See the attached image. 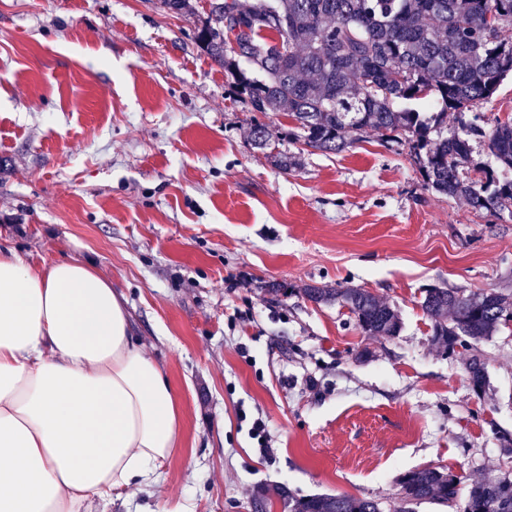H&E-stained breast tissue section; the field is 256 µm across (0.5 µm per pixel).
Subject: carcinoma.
Listing matches in <instances>:
<instances>
[{
    "instance_id": "cac0c4a2",
    "label": "carcinoma",
    "mask_w": 512,
    "mask_h": 512,
    "mask_svg": "<svg viewBox=\"0 0 512 512\" xmlns=\"http://www.w3.org/2000/svg\"><path fill=\"white\" fill-rule=\"evenodd\" d=\"M197 27L206 55L224 67L255 112H284L294 126L288 142L323 153L346 151L356 135H404L426 189L465 199L474 210L512 215V118L490 131L465 120L470 106L492 96L512 76V0H219ZM169 14L191 11L189 0H159ZM241 25L239 50L230 48L225 15ZM496 14L491 32L485 17ZM282 50H277V47ZM440 105L436 112L427 108ZM459 126L448 129V113ZM436 137H431V134ZM485 143L496 166L474 162L472 142ZM317 305L339 303L367 336H396L395 309L363 288L300 289ZM432 322V340L453 357L468 353L470 386L481 395L487 383L480 345L512 323V294H465L429 288L421 302ZM437 468L401 478L394 512L423 503L462 500L461 512H512V477L471 482ZM277 495L288 512H383L370 497Z\"/></svg>"
}]
</instances>
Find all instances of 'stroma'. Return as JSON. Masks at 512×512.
<instances>
[{
	"label": "stroma",
	"instance_id": "35a3bbf8",
	"mask_svg": "<svg viewBox=\"0 0 512 512\" xmlns=\"http://www.w3.org/2000/svg\"><path fill=\"white\" fill-rule=\"evenodd\" d=\"M189 2L179 16L157 0H0V248L91 261L181 415L158 482L85 512H256L259 496L284 512L282 486L388 505L411 470L507 472L512 327L482 343L478 395L421 301L501 288L512 214L425 189L408 143L374 134L276 168L292 119L238 96ZM310 285L365 289L403 329L364 335L347 308L302 296ZM256 418L272 458L248 436Z\"/></svg>",
	"mask_w": 512,
	"mask_h": 512
}]
</instances>
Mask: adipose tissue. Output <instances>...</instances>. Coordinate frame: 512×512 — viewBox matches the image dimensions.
I'll return each instance as SVG.
<instances>
[{
    "instance_id": "obj_1",
    "label": "adipose tissue",
    "mask_w": 512,
    "mask_h": 512,
    "mask_svg": "<svg viewBox=\"0 0 512 512\" xmlns=\"http://www.w3.org/2000/svg\"><path fill=\"white\" fill-rule=\"evenodd\" d=\"M180 432L111 282L82 260L0 249V512H81L150 485Z\"/></svg>"
}]
</instances>
